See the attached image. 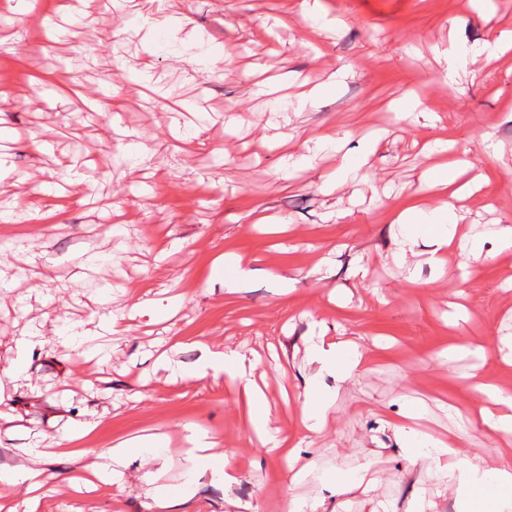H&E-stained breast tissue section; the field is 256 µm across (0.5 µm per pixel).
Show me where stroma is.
<instances>
[{"label":"stroma","mask_w":512,"mask_h":512,"mask_svg":"<svg viewBox=\"0 0 512 512\" xmlns=\"http://www.w3.org/2000/svg\"><path fill=\"white\" fill-rule=\"evenodd\" d=\"M0 7V259L14 278L0 288V467L15 465L40 436L95 422L85 456L56 453L38 512H162L154 483L169 486V512H283L291 496L321 499L318 512H456L455 495L410 464L398 432L410 401L432 434L458 428L454 407H479L477 387L512 389V255L496 257L494 232L512 225V50L489 59L475 48L489 28L512 26V0H308L322 23L274 26L280 0H182L179 31L146 36L148 0H12ZM463 16L465 27L449 19ZM466 65L440 82L452 54ZM234 63L225 66V55ZM344 76H337V69ZM145 71L172 93L167 108L134 82ZM49 73L34 92L30 75ZM263 78L295 85L335 80L315 102L273 104L250 95ZM105 112L80 113L63 89L105 94ZM423 96L424 120L388 104ZM242 111H232L234 103ZM290 134L260 139L263 128ZM373 126L388 129L367 175L340 190L321 185L336 166L317 153L310 168L280 177L307 139ZM478 149L488 185L469 200L467 222L492 260L445 272L426 261L427 241L400 258L390 209L408 195L436 205L421 184L433 138ZM265 224H257V217ZM288 217L277 229L279 217ZM243 257L238 280L217 259ZM366 266L365 281L354 278ZM125 334L98 360L54 341L68 323L99 331L107 314ZM368 350L365 370L346 381L324 375L333 398L322 433L304 435L299 396L315 367L319 331ZM27 333L41 345L20 353ZM485 358L444 359L459 337ZM237 351L265 387L271 426L339 478L369 462L375 484L346 495L307 480L291 483L285 458L252 441L233 380L198 376L201 346ZM207 430L221 458L204 462L185 487L184 441ZM147 434L158 447L132 459L120 485L69 486L100 448ZM224 467L231 485L213 481Z\"/></svg>","instance_id":"obj_1"}]
</instances>
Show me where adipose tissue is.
Masks as SVG:
<instances>
[{
  "mask_svg": "<svg viewBox=\"0 0 512 512\" xmlns=\"http://www.w3.org/2000/svg\"><path fill=\"white\" fill-rule=\"evenodd\" d=\"M478 157L472 149L465 148L449 158L430 166L424 178L431 185L441 188L443 197L439 205L431 209L410 202L396 208L393 221L400 224L403 234L401 252L411 251L418 239H426L431 245L428 264L443 268L449 252L456 251L474 262L482 261L484 255L476 241L461 236L459 225L465 218L463 200L465 189L459 184L460 177L477 167ZM312 361L319 374L329 373L342 379L351 378L363 370L366 355L349 343L340 340H319L312 349ZM202 367L217 373H228L240 377L237 401L246 417L251 432L259 442L278 448L287 461H295L297 453L289 448L287 441L274 436L266 409L264 393L243 377L244 365L240 356L230 350L205 348ZM483 405L479 411L468 413L466 427L461 428L455 440H434L432 449H425L420 432L414 421L417 410H409L402 427L409 448L411 463L419 465L426 475L448 484L456 496V512H512V390L494 385L481 386ZM478 429L504 441L506 448L494 462L482 458L460 457L459 442L470 430ZM77 434L70 433L46 440L44 446L26 449L27 460L9 468H0L1 485L25 484L30 493L23 505V512H37L38 490L48 476L42 466L48 449L58 448L62 452H74ZM156 436H139L116 446L100 451L101 461L92 466L91 477L104 483L119 478V466L140 452L155 447Z\"/></svg>",
  "mask_w": 512,
  "mask_h": 512,
  "instance_id": "ef3b65f1",
  "label": "adipose tissue"
}]
</instances>
